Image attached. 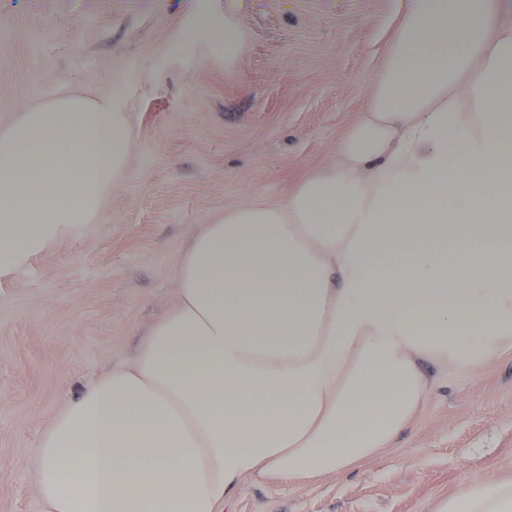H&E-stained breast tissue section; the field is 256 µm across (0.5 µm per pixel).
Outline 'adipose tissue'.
<instances>
[{
  "label": "adipose tissue",
  "mask_w": 512,
  "mask_h": 512,
  "mask_svg": "<svg viewBox=\"0 0 512 512\" xmlns=\"http://www.w3.org/2000/svg\"><path fill=\"white\" fill-rule=\"evenodd\" d=\"M401 18L331 163L203 225L132 363L36 451L41 512H223L376 457L441 374L512 347V7L393 0ZM129 113L71 90L0 128V267L88 224L125 170ZM433 512H512L474 477Z\"/></svg>",
  "instance_id": "adipose-tissue-1"
}]
</instances>
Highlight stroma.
I'll list each match as a JSON object with an SVG mask.
<instances>
[{
	"label": "stroma",
	"instance_id": "obj_1",
	"mask_svg": "<svg viewBox=\"0 0 512 512\" xmlns=\"http://www.w3.org/2000/svg\"><path fill=\"white\" fill-rule=\"evenodd\" d=\"M206 12L234 25L232 55ZM399 23L392 0H0V128L62 88L112 96L132 119L97 217L0 269V512H40L44 431L132 360L202 224L285 200L333 157ZM474 476H512V348L438 380L376 458L288 486L243 481L224 512H431Z\"/></svg>",
	"mask_w": 512,
	"mask_h": 512
}]
</instances>
